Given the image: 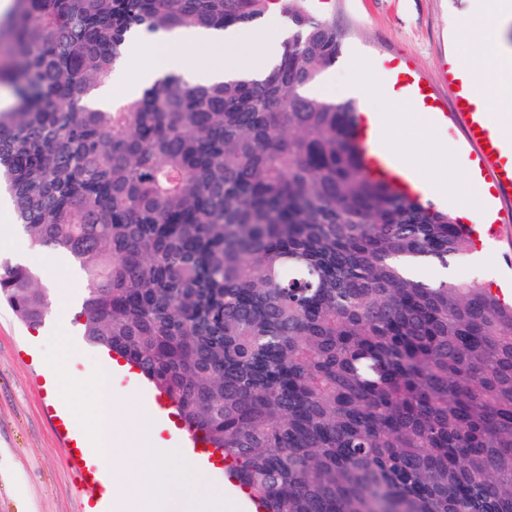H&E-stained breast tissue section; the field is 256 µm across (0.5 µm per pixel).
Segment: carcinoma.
<instances>
[{
  "instance_id": "cac0c4a2",
  "label": "carcinoma",
  "mask_w": 512,
  "mask_h": 512,
  "mask_svg": "<svg viewBox=\"0 0 512 512\" xmlns=\"http://www.w3.org/2000/svg\"><path fill=\"white\" fill-rule=\"evenodd\" d=\"M311 0H14L0 189L71 257L87 341L137 367L261 512H512V306L431 283L473 229L372 174L355 107L309 88L343 34ZM288 20L261 78L167 75L84 104L132 33ZM25 324L46 290L0 265Z\"/></svg>"
}]
</instances>
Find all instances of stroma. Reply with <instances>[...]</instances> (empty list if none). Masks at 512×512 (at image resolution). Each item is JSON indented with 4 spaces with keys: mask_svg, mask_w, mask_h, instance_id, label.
<instances>
[{
    "mask_svg": "<svg viewBox=\"0 0 512 512\" xmlns=\"http://www.w3.org/2000/svg\"><path fill=\"white\" fill-rule=\"evenodd\" d=\"M476 0H313L314 12L335 23L343 34L335 63L346 74L353 54H361L381 70L401 67L398 86L420 84L426 103L445 119L439 137L447 146L449 174L468 172L470 157L461 122L452 114V91L445 71L461 56L479 60L482 47L457 44L452 36L455 16L474 7ZM496 225H480L475 248L449 263L447 270L425 267L423 276L438 280L473 281L506 295L512 294V199H501ZM35 274L49 298L74 289L72 312H79L85 280L65 256ZM54 317L33 329L25 326L8 305L0 304V512H86L89 497L80 493L89 473L67 446L66 428L57 417L58 402L50 400L44 351Z\"/></svg>",
    "mask_w": 512,
    "mask_h": 512,
    "instance_id": "obj_1",
    "label": "stroma"
}]
</instances>
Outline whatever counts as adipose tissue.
Instances as JSON below:
<instances>
[{
	"label": "adipose tissue",
	"instance_id": "ef3b65f1",
	"mask_svg": "<svg viewBox=\"0 0 512 512\" xmlns=\"http://www.w3.org/2000/svg\"><path fill=\"white\" fill-rule=\"evenodd\" d=\"M512 18V0H480L474 10L463 16L456 27L458 42L472 38L484 42V57L474 64L471 71L474 102L483 112H512V56L504 45V25ZM286 37L279 10H272L264 27H238L229 30H205L198 28L177 29L161 32L151 41L143 38L131 40L127 53H141L151 47L153 59L137 73L122 70L113 75L114 83L134 90L143 81L169 71H184L189 83L206 85L224 75L240 71L245 55H255L259 65L276 60L282 53ZM190 44L205 56L204 63L195 70H184L176 46ZM353 79L341 84L344 97L364 101L362 110L367 133L376 134L388 156L414 189L437 196H446L464 214L481 215L490 197L489 187L476 182L474 174L450 177L448 168L435 164L425 169L416 165L408 148L409 132H417L420 140L433 153H445L430 108L422 100L412 99L411 88L394 89L370 64L357 61ZM387 98L392 109L381 112L369 106L372 96Z\"/></svg>",
	"mask_w": 512,
	"mask_h": 512
}]
</instances>
